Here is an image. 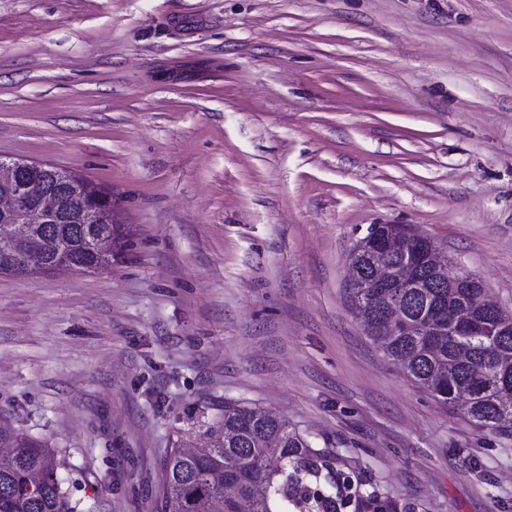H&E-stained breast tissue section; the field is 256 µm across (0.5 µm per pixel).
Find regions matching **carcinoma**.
I'll return each instance as SVG.
<instances>
[{
    "label": "carcinoma",
    "instance_id": "1",
    "mask_svg": "<svg viewBox=\"0 0 512 512\" xmlns=\"http://www.w3.org/2000/svg\"><path fill=\"white\" fill-rule=\"evenodd\" d=\"M90 207L104 224H81ZM63 223L39 224L37 253L50 257L64 237L72 245L73 270L91 272L112 263L99 256L93 232L115 231L112 194L83 180L79 194L61 197ZM410 227L373 224L356 241V276L347 283V301L373 341L386 325L394 328L383 351L408 379L439 404L459 411L479 429L512 437V315L502 311L484 331L449 330L454 311L477 315L482 300L468 287L466 272L417 273L420 288H377L378 267L396 273L403 253L380 252L375 237ZM359 475L344 460L318 449L274 412L242 404L224 405L210 443L195 453L172 450L162 465L157 512H417L415 504L377 493L359 494ZM57 473L55 452L37 441L0 429V512H78Z\"/></svg>",
    "mask_w": 512,
    "mask_h": 512
}]
</instances>
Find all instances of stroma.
I'll return each instance as SVG.
<instances>
[{"instance_id": "stroma-1", "label": "stroma", "mask_w": 512, "mask_h": 512, "mask_svg": "<svg viewBox=\"0 0 512 512\" xmlns=\"http://www.w3.org/2000/svg\"><path fill=\"white\" fill-rule=\"evenodd\" d=\"M0 156L120 226L107 268L0 274V425L81 512H156L233 402L419 512H512V438L346 297L356 240L404 224L512 313V0H0Z\"/></svg>"}]
</instances>
